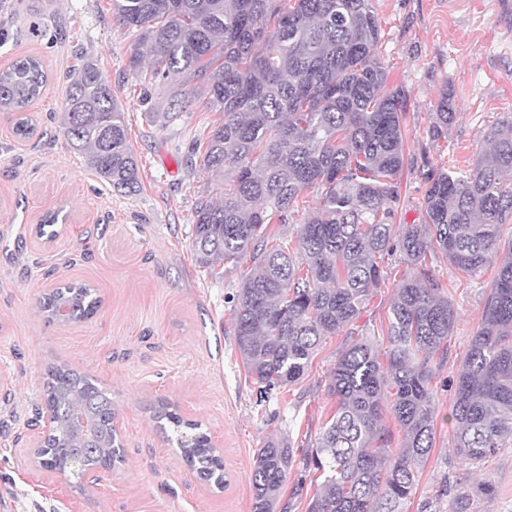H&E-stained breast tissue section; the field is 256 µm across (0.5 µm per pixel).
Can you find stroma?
<instances>
[{
	"instance_id": "obj_1",
	"label": "stroma",
	"mask_w": 512,
	"mask_h": 512,
	"mask_svg": "<svg viewBox=\"0 0 512 512\" xmlns=\"http://www.w3.org/2000/svg\"><path fill=\"white\" fill-rule=\"evenodd\" d=\"M378 54L391 85L408 96L406 161L397 223L420 219L422 160L467 170L488 150L492 127L512 118V0H374ZM133 33L116 26L112 0H0V69L21 57L42 63L48 82L28 109L34 133L14 130L0 110V512H252L250 473L257 448L290 443L294 462L276 512H307L320 483L308 463L336 410L329 384L346 335L330 336L297 383L261 397L237 350L229 296L247 264L198 266L190 250L193 211L202 190L223 184L195 168L221 113L190 104L177 121L163 108L181 76L152 80L129 67ZM97 62L125 112L140 167L137 191L104 184L67 144L62 103L81 57ZM456 119L445 139L429 130L442 95ZM58 212V235L36 231ZM385 280L357 322L372 338L387 320L406 267L381 260ZM437 277L457 320L448 354L432 381L437 395L435 447L406 512H452L459 491L469 512H512V446L477 467L452 449L449 421L462 361L479 328L497 264L475 274L438 262ZM67 284L91 285L100 303L86 319L49 321L41 299ZM89 375L112 396L124 460L94 483L36 467V410L48 369ZM201 424L224 461L226 486L198 479L157 427L161 404Z\"/></svg>"
}]
</instances>
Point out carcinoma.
I'll use <instances>...</instances> for the list:
<instances>
[{
	"label": "carcinoma",
	"mask_w": 512,
	"mask_h": 512,
	"mask_svg": "<svg viewBox=\"0 0 512 512\" xmlns=\"http://www.w3.org/2000/svg\"><path fill=\"white\" fill-rule=\"evenodd\" d=\"M113 19L135 34L129 67L144 56L153 76L182 74L205 105L223 113L200 157L224 179L223 200L202 195L194 208L191 251L199 266L250 264L232 296L234 333L248 373L264 392L298 382L327 336L347 332L383 281L378 260L399 255L412 273L395 285L382 341L352 340L336 361V413L317 438L312 467L323 481L307 512H405L434 448L431 386L448 352L456 313L430 253L475 274L499 262L480 329L458 377L450 421L454 448L479 465L512 444V245L501 254V228L512 223V120L493 128L489 156L463 171L424 162L421 223H394L396 176L405 162L408 98L388 85L377 54L382 38L373 0H112ZM47 83L40 61L0 71V108L20 113L15 133L32 134L23 110ZM191 99L171 97L175 120ZM456 113L448 94L430 138L445 136ZM63 129L69 147L116 191L136 189L139 167L124 112L96 63L82 61L67 85ZM319 205L284 242L268 232L290 224L298 198ZM100 300L85 285L47 295L51 321L67 309L84 319ZM45 402L58 411L44 453L110 470L112 398L65 366L49 370ZM403 432L398 448L383 423L386 395ZM173 433L191 430L180 449L196 476L211 481L223 466L199 423L164 408ZM293 458L270 441L256 451L252 512H275Z\"/></svg>",
	"instance_id": "carcinoma-1"
}]
</instances>
